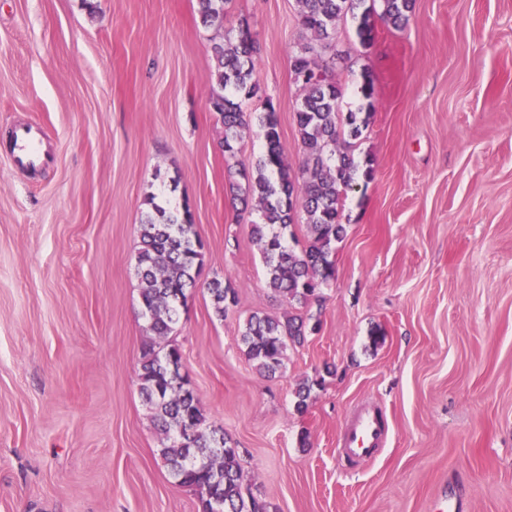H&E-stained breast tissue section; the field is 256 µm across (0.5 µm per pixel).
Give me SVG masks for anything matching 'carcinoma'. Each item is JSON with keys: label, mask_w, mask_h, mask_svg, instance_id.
<instances>
[{"label": "carcinoma", "mask_w": 512, "mask_h": 512, "mask_svg": "<svg viewBox=\"0 0 512 512\" xmlns=\"http://www.w3.org/2000/svg\"><path fill=\"white\" fill-rule=\"evenodd\" d=\"M303 29L312 41L293 57L292 73L307 76L301 84L303 97L296 109V122L306 154L304 164L293 170L284 157L279 118L273 104L257 118L264 151L256 161L237 162L240 181L232 185L243 207L259 214L251 224V239L259 248L267 271L269 289L284 301L288 311L281 316L253 312L239 326L238 336L248 360L267 377L284 371L288 350L301 346L316 332L320 320L310 312L322 301L320 289L335 278L334 246L346 227L342 223L343 199L356 182L360 168L350 140L361 135L357 114L341 117L342 89L331 78H317V71H333L338 23L350 16L356 20L360 46L369 49L376 35V20L401 29L415 8V0H297ZM231 0H197L202 26L219 33ZM215 84L210 108L224 125V152L236 156L240 142L250 130L251 117L242 100L257 94L254 79L257 48L250 27L243 22L213 43ZM360 92L368 110L374 109L375 79L361 74ZM148 208L140 224V249L136 272L140 281L142 317L148 330L162 345H150L142 356L138 379L144 403L154 426L163 435L160 455L175 482L193 490L203 512H268L265 502L244 494V471L239 449L228 439L217 438L207 426L200 400L181 375L182 356L168 345L175 332L179 308L186 290L195 286L194 268L202 263V246L188 208H171L145 199ZM306 216L307 238L300 250L286 246L283 230ZM215 315L222 319L237 304L235 292L217 279L207 284ZM316 380L305 379L296 387L295 411L307 412ZM193 432L187 441L183 432Z\"/></svg>", "instance_id": "cac0c4a2"}]
</instances>
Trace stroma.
<instances>
[{
  "mask_svg": "<svg viewBox=\"0 0 512 512\" xmlns=\"http://www.w3.org/2000/svg\"><path fill=\"white\" fill-rule=\"evenodd\" d=\"M0 0V512H202L175 485L139 393L148 340L136 277L144 200L189 205L203 244L173 337L207 424L239 448L247 488L277 512H512V0H416L363 49L336 32L339 110L375 108L354 142L373 176L350 191L321 325L261 376L238 327L286 306L266 283L235 159L211 112L212 45L196 0ZM297 0H233L285 158L305 160L292 61ZM48 154L15 167L8 140ZM238 302L217 318L206 285ZM317 380L305 414L294 390ZM382 448L338 446L355 408ZM42 131L31 126L19 129L14 135V162L19 166L36 167L43 161V155L37 144L41 140Z\"/></svg>",
  "mask_w": 512,
  "mask_h": 512,
  "instance_id": "35a3bbf8",
  "label": "stroma"
}]
</instances>
